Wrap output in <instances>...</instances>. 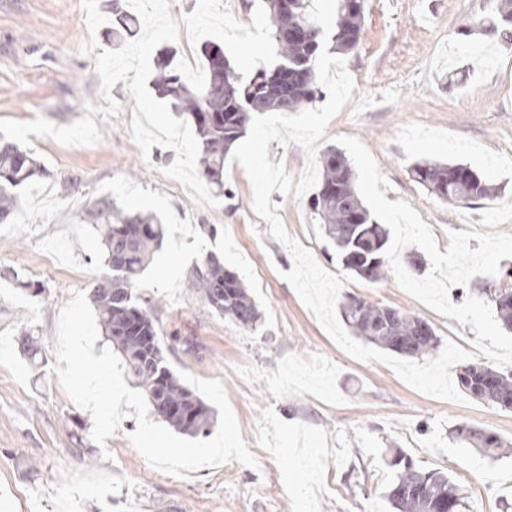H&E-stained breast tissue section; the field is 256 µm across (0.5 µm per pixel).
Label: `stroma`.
<instances>
[{
    "label": "stroma",
    "mask_w": 512,
    "mask_h": 512,
    "mask_svg": "<svg viewBox=\"0 0 512 512\" xmlns=\"http://www.w3.org/2000/svg\"><path fill=\"white\" fill-rule=\"evenodd\" d=\"M180 39L157 46L189 82L205 67L202 47L220 44L238 64L257 39L266 67L277 62L265 0H170ZM499 0H365L357 49L346 54L352 99L329 124L319 153L341 136L357 138L403 200L431 226L439 251L453 231L512 233V43L484 29ZM79 0H0V120L43 117L56 125L102 105ZM119 116L98 122L102 140L63 146L32 137L48 174L21 191L0 222V512H307L308 486H327L319 512H389L391 470L383 449L398 448L422 469L447 471L472 512H512V447L500 458L455 440L461 423L512 444V411L422 394L389 366L348 356L284 279L288 250L253 210L239 163L224 165L218 208H199L165 175L176 153L142 154L130 124L135 101L125 82L111 90ZM423 161L469 166L492 184L491 197L440 200L412 178ZM290 235L319 265L342 274L310 196L272 192ZM156 215L167 228L135 282L148 300L174 372L224 384L242 437L258 465L203 467L178 478L153 469L122 421L105 445L91 438L89 412L62 389L57 319L77 292L91 295L107 270L101 237L87 218L98 202ZM214 256L236 273L262 315L246 331L215 312L192 286L196 266ZM38 283L30 295L26 282ZM344 293L398 307L431 323L441 340L471 350V326L427 308L393 276L345 283ZM37 340L29 358L25 336ZM111 460H104V453Z\"/></svg>",
    "instance_id": "1"
}]
</instances>
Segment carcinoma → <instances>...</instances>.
<instances>
[{"label":"carcinoma","instance_id":"obj_1","mask_svg":"<svg viewBox=\"0 0 512 512\" xmlns=\"http://www.w3.org/2000/svg\"><path fill=\"white\" fill-rule=\"evenodd\" d=\"M310 0H292L284 11L279 0H267L271 38L278 63L269 70L256 68L245 77L235 71L218 44L204 47L206 70L195 86L182 79L172 61L157 63L155 95L170 102L176 112L187 113L199 143L202 178L224 191V160L243 137L252 115L294 112L317 97L315 61L323 46V29L308 16ZM335 28L328 38L330 50L354 51L364 20L363 0H338ZM305 26L306 41L284 40L281 32ZM491 29L501 38L512 33V0H501ZM415 181L446 201H475L493 192V186L462 164L423 162L413 169ZM45 174L32 153L19 146L0 145V220L18 207L19 191ZM355 174L345 156L334 149L322 159V181L311 209L324 235L336 247L343 268L367 280L378 281L390 270L385 255L389 231L371 220L355 189ZM97 224L105 248L109 273L92 298L99 324L122 356L135 385L142 388L153 409L176 430L188 434L212 425V410L168 366L164 341L155 318L139 305L136 277L160 247L164 227L152 214H125L104 203L89 213ZM512 270L489 291L503 325L512 330ZM192 287L219 314L244 330L254 329L259 310L238 277L210 256L195 270ZM344 324L355 336L401 356L422 359L435 354L439 337L435 328L409 311L347 295L340 304ZM459 387L480 402L512 410V374L482 362L456 368ZM453 436L482 454L499 457L507 444L497 434L466 423ZM395 468L386 498L395 512H472L460 486L439 469L416 467L405 453H394Z\"/></svg>","mask_w":512,"mask_h":512}]
</instances>
